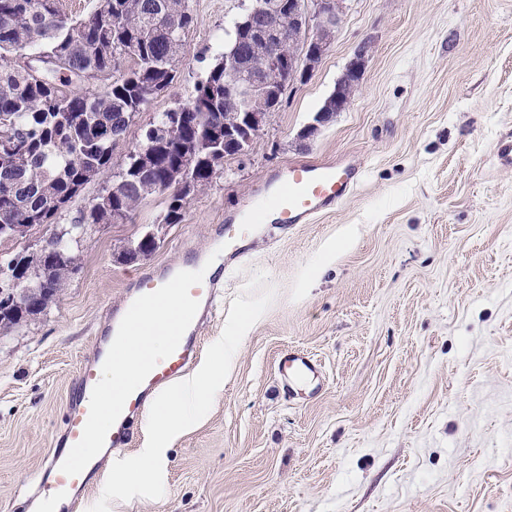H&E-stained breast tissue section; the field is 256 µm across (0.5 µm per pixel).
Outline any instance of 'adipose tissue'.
I'll return each mask as SVG.
<instances>
[{"label":"adipose tissue","instance_id":"obj_1","mask_svg":"<svg viewBox=\"0 0 512 512\" xmlns=\"http://www.w3.org/2000/svg\"><path fill=\"white\" fill-rule=\"evenodd\" d=\"M223 360L203 364L189 381L173 386L162 396L154 410L150 426L156 434L148 448L142 449L133 462L122 467L111 486L105 487L104 498H111L114 490H134L141 472L164 460L169 444L180 437L193 421L192 411L202 408L210 396L224 386Z\"/></svg>","mask_w":512,"mask_h":512}]
</instances>
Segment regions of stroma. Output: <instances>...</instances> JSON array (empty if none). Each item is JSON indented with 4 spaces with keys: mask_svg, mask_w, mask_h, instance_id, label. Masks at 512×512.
Segmentation results:
<instances>
[{
    "mask_svg": "<svg viewBox=\"0 0 512 512\" xmlns=\"http://www.w3.org/2000/svg\"><path fill=\"white\" fill-rule=\"evenodd\" d=\"M171 87L115 151L214 63L240 0H192ZM346 111L301 140L359 47ZM512 0H346L314 75L288 88L247 152L229 156L164 224L156 193L85 237L59 299L0 335V512H25L62 428L72 381L110 309L142 274L218 245L295 160L344 159L353 192L310 224L259 226L226 270L199 361L225 337L224 389L139 492L108 512H512ZM160 226L146 259L120 258ZM322 364L289 393L288 350Z\"/></svg>",
    "mask_w": 512,
    "mask_h": 512,
    "instance_id": "35a3bbf8",
    "label": "stroma"
}]
</instances>
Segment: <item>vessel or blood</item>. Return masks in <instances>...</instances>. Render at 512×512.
I'll return each mask as SVG.
<instances>
[{
  "label": "vessel or blood",
  "instance_id": "obj_1",
  "mask_svg": "<svg viewBox=\"0 0 512 512\" xmlns=\"http://www.w3.org/2000/svg\"><path fill=\"white\" fill-rule=\"evenodd\" d=\"M358 169L349 162L298 160L288 164L266 185L268 209L246 210L237 223L224 227L231 255L244 251L256 230V221L274 218L279 224H308L333 209L352 191ZM213 257L198 256L179 265L143 274L128 288L122 311L111 313L103 331L82 360L75 384L78 395L67 406L61 444L45 460L48 481L30 494L31 512H75L91 489L99 461L120 454L132 443L136 417L156 404L160 393L189 371L201 346L200 324L216 308L218 275L210 268ZM181 304L171 317L170 338L159 355L144 354L128 366L115 364L129 351L133 325L163 314L168 305ZM289 389H309L322 373L309 354L291 351L279 363ZM99 456H92V449Z\"/></svg>",
  "mask_w": 512,
  "mask_h": 512
}]
</instances>
